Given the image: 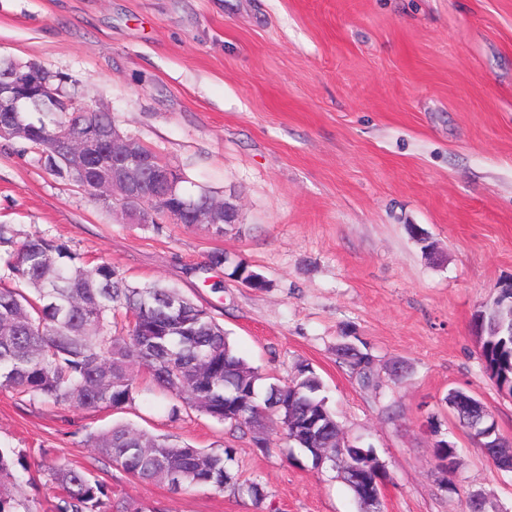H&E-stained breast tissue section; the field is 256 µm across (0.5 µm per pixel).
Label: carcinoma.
<instances>
[{"mask_svg":"<svg viewBox=\"0 0 512 512\" xmlns=\"http://www.w3.org/2000/svg\"><path fill=\"white\" fill-rule=\"evenodd\" d=\"M24 136L6 142L20 154L34 152L45 170L78 184L89 178L68 169L51 144L65 129L93 136L112 127L108 112H84L78 103L67 112L32 101ZM65 247L43 235L23 234L0 224V262L9 271L0 279V388H13L34 399L78 409H121L137 394V369H146L156 386L186 406L243 435L258 417L273 416L291 399L299 416L318 421L315 436L329 438L336 419L321 396L323 383L307 366L286 382L266 384L257 369L235 350L224 328L177 289L154 283L130 285L112 264L91 269L72 264ZM512 290L505 288L492 305L475 315L482 324L480 356L498 387L512 386V320L505 308ZM363 384L373 381L372 360L341 348ZM454 410L463 426L485 414L473 396ZM238 400L243 413L224 420V400ZM88 446L143 483H162L174 493L199 486L247 498L259 510L262 484L242 480L229 462L232 449L220 454L193 448L173 435H151L129 423L116 422L88 436ZM22 457L0 450V484L20 487ZM62 490L55 512H138L110 500L105 486L67 464L52 467Z\"/></svg>","mask_w":512,"mask_h":512,"instance_id":"obj_1","label":"carcinoma"}]
</instances>
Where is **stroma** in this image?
Masks as SVG:
<instances>
[{"label":"stroma","instance_id":"stroma-1","mask_svg":"<svg viewBox=\"0 0 512 512\" xmlns=\"http://www.w3.org/2000/svg\"><path fill=\"white\" fill-rule=\"evenodd\" d=\"M0 56L67 74L78 102L111 112L183 172V188L239 208L219 235L130 224L34 153L0 145V224L38 232L132 285L177 288L265 376L309 366L348 439L388 481L384 512H512V472L492 467L449 409L479 399L512 442V397L487 374L477 311L512 282V0H0ZM428 232L426 256L409 225ZM228 255V266L208 263ZM242 262L267 285L232 277ZM350 344L373 383L339 360ZM143 385L123 409L84 410L0 388V448L23 454L33 512H52L51 468L70 463L111 500L161 512H253L211 487L133 480L88 435L125 421L209 452L262 484L265 512H359L327 468ZM453 442L452 472L434 446Z\"/></svg>","mask_w":512,"mask_h":512}]
</instances>
